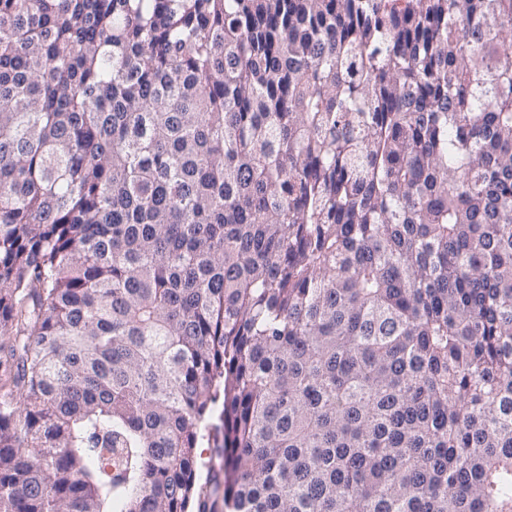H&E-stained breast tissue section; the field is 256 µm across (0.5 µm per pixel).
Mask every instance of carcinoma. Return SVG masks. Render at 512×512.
I'll return each instance as SVG.
<instances>
[{
    "instance_id": "carcinoma-1",
    "label": "carcinoma",
    "mask_w": 512,
    "mask_h": 512,
    "mask_svg": "<svg viewBox=\"0 0 512 512\" xmlns=\"http://www.w3.org/2000/svg\"><path fill=\"white\" fill-rule=\"evenodd\" d=\"M0 335V512H512V0H0Z\"/></svg>"
}]
</instances>
